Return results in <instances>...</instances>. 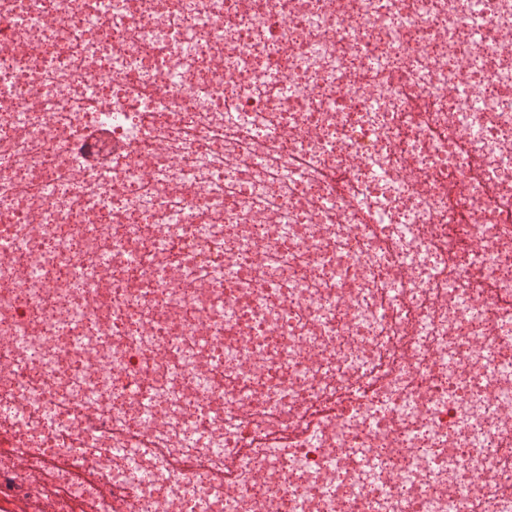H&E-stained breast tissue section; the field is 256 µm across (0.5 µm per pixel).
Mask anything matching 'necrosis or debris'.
Wrapping results in <instances>:
<instances>
[{"label":"necrosis or debris","instance_id":"obj_1","mask_svg":"<svg viewBox=\"0 0 512 512\" xmlns=\"http://www.w3.org/2000/svg\"><path fill=\"white\" fill-rule=\"evenodd\" d=\"M1 237L0 504L512 512V0H0Z\"/></svg>","mask_w":512,"mask_h":512}]
</instances>
